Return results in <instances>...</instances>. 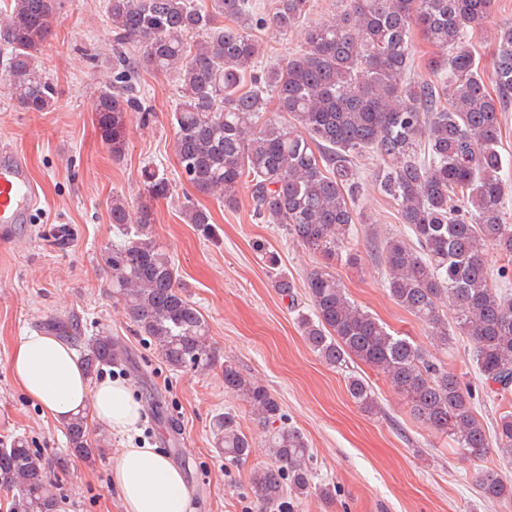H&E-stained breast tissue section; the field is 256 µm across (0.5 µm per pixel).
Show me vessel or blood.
I'll return each instance as SVG.
<instances>
[{
  "label": "vessel or blood",
  "mask_w": 512,
  "mask_h": 512,
  "mask_svg": "<svg viewBox=\"0 0 512 512\" xmlns=\"http://www.w3.org/2000/svg\"><path fill=\"white\" fill-rule=\"evenodd\" d=\"M40 199L28 166L15 152L0 151V233L14 235L17 225L27 223Z\"/></svg>",
  "instance_id": "vessel-or-blood-1"
}]
</instances>
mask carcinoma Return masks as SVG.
I'll return each mask as SVG.
<instances>
[{"mask_svg": "<svg viewBox=\"0 0 512 512\" xmlns=\"http://www.w3.org/2000/svg\"><path fill=\"white\" fill-rule=\"evenodd\" d=\"M335 18L309 26L303 48L285 62L256 69L259 46L251 30H293L310 0H276L266 17L252 0H106L112 26V85L93 112L112 157L126 147L127 122L142 111L134 79L140 72L171 74L180 85L174 111V150L193 188L224 207L250 195L253 215L319 253L325 264L306 279L310 309L297 326L325 365L344 371L362 363L387 378L414 418L481 460L491 451L512 457V411L493 431L476 417L460 377L429 351L349 297L332 265L348 262L360 194L359 161L376 159L375 184L393 202L411 240L381 243L384 287L446 350L456 336L473 342L475 368L491 392L512 390V215L500 151L503 112L512 102V26L495 37L492 71L480 66L469 36L481 28L494 0H341ZM59 24L56 0H6L0 19V66L8 94L27 112L56 105V86L42 74L46 44ZM436 48L432 77L413 80V31ZM145 200L129 224V203L112 197L110 220L121 233L101 261L112 295L123 301L140 333L174 370H203L217 360L209 327L178 281L155 234L154 202L173 187L143 168ZM188 223L214 236L209 211L183 207ZM502 265L491 273L485 251ZM273 286L288 295L293 281L279 258L264 252ZM89 378L124 358L101 331L80 346ZM224 389L236 394L265 430L271 463L251 472L261 512H288V498L312 491L309 448L284 422L281 406L263 385L224 361ZM348 393L363 412L380 406L373 386L349 373ZM213 434L224 464L242 466L253 438L234 411L215 415ZM69 454L93 461L88 414L65 425ZM487 499H512V481L494 469L475 474ZM0 491L8 512H57L58 496L40 453L21 437L0 446Z\"/></svg>", "mask_w": 512, "mask_h": 512, "instance_id": "carcinoma-1", "label": "carcinoma"}]
</instances>
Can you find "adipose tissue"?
Returning a JSON list of instances; mask_svg holds the SVG:
<instances>
[{"label":"adipose tissue","instance_id":"obj_1","mask_svg":"<svg viewBox=\"0 0 512 512\" xmlns=\"http://www.w3.org/2000/svg\"><path fill=\"white\" fill-rule=\"evenodd\" d=\"M11 370L18 386L43 413L63 423L82 409L120 433L134 432L141 405L118 380L90 385L66 343L34 332L15 347ZM110 487L123 512H186L190 492L181 471L160 448L142 444L121 449L112 465Z\"/></svg>","mask_w":512,"mask_h":512}]
</instances>
